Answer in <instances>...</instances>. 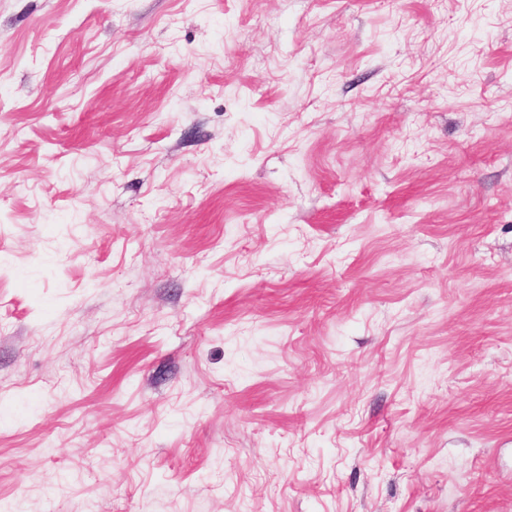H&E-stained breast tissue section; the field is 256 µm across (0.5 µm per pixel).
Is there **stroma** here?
Returning a JSON list of instances; mask_svg holds the SVG:
<instances>
[{"instance_id":"1","label":"stroma","mask_w":512,"mask_h":512,"mask_svg":"<svg viewBox=\"0 0 512 512\" xmlns=\"http://www.w3.org/2000/svg\"><path fill=\"white\" fill-rule=\"evenodd\" d=\"M512 512V0H0V502Z\"/></svg>"}]
</instances>
